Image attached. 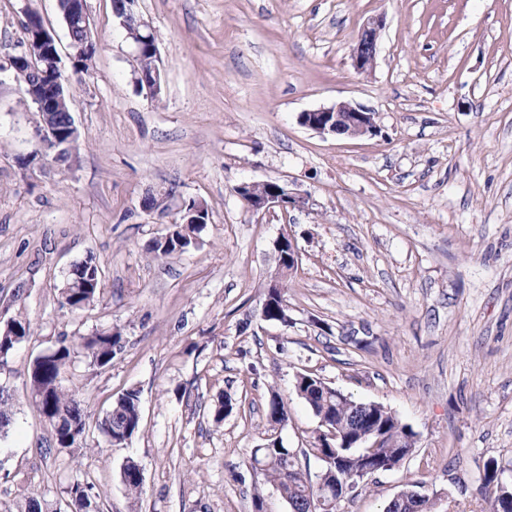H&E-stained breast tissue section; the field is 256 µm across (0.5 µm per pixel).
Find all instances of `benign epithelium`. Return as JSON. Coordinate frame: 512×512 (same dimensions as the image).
<instances>
[{
    "instance_id": "benign-epithelium-1",
    "label": "benign epithelium",
    "mask_w": 512,
    "mask_h": 512,
    "mask_svg": "<svg viewBox=\"0 0 512 512\" xmlns=\"http://www.w3.org/2000/svg\"><path fill=\"white\" fill-rule=\"evenodd\" d=\"M137 0H117L113 6L115 16L125 32V39L133 47L135 58H140L144 50L153 54L154 63L148 70L140 67L134 70L135 83L146 88L153 96H158L161 87V70L158 45L151 39L153 28L135 10ZM63 20L67 26L70 41L68 58L76 63L79 57L93 51L96 44L92 39L90 20L84 0H58ZM25 41L22 50L9 59L8 69L23 94L41 113L40 123L36 126L39 149L20 159L24 168H31L47 157L53 159L60 154V146L68 149L75 147L78 139L77 128L70 117H61L69 102L70 77L62 72L61 55L53 34L46 28L39 15L25 12ZM383 28V19L373 17L364 23L354 41L351 60L354 69L360 74L372 71L378 51V40ZM299 122L308 129L322 135H342L345 137L373 136L379 132L371 110L349 102H338L330 107L309 110L299 115ZM273 185L266 180L245 182L236 186L238 196H247L246 207L253 213L263 214L276 208L280 210L300 209L306 205V199L288 189L285 183L268 190L261 196H250L256 186ZM183 212L188 224H205L209 220V211L200 203L187 204ZM389 465L375 460L362 451L354 452L352 476L354 483L378 472H385ZM324 495L316 505L321 512H328L344 498L336 496L331 485L319 481Z\"/></svg>"
}]
</instances>
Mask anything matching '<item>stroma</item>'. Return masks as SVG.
Masks as SVG:
<instances>
[{"mask_svg":"<svg viewBox=\"0 0 512 512\" xmlns=\"http://www.w3.org/2000/svg\"><path fill=\"white\" fill-rule=\"evenodd\" d=\"M86 5L97 49L70 85L69 165L19 166L38 147V114L13 81L0 85V326L31 325L0 367L13 394L0 512L31 496L71 512L75 482L100 512H290L248 458L276 432L320 471L299 372L416 434L400 467L336 512H384L417 482L444 512H488L486 467L512 480V0H137L158 35L155 98L134 82L112 0ZM27 9L67 46L57 0H0L2 65L21 49ZM372 17L384 28L363 75L350 54ZM340 101L375 112L379 134L300 125ZM264 180L305 207L252 214L235 188ZM163 192L166 214L146 212ZM193 199L210 214L196 245L154 258L149 244ZM284 233L299 251L285 325L261 317ZM89 256L101 294L73 309L66 275ZM111 329L120 350L90 365L84 338ZM63 340L74 354L62 384L86 415L78 451L57 448L27 387L34 359ZM130 389L141 427L114 445L98 424ZM274 393L288 408L277 431ZM227 398L234 409L215 422ZM130 460L144 476L135 498L121 481Z\"/></svg>","mask_w":512,"mask_h":512,"instance_id":"stroma-1","label":"stroma"}]
</instances>
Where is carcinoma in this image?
Listing matches in <instances>:
<instances>
[{"label":"carcinoma","instance_id":"cac0c4a2","mask_svg":"<svg viewBox=\"0 0 512 512\" xmlns=\"http://www.w3.org/2000/svg\"><path fill=\"white\" fill-rule=\"evenodd\" d=\"M175 236L164 241L157 238L149 245V250L157 258H166L182 253L196 244V224H177ZM102 282L99 267L93 257L80 261L74 273L67 278L62 292L64 303L71 308L80 309L94 302L101 293ZM30 322L22 317L12 320L9 328L0 327V365L7 363L8 357L16 346L30 334ZM121 343L119 332L105 331L89 336L83 343V349L90 364L104 367L112 362L115 348ZM74 349L64 342L44 357L34 359L29 372V387L32 399L38 405L42 415L53 427L56 443L63 448L77 447L85 430V415L81 401L76 395L63 388L61 375L71 360ZM303 392L301 399L316 419L322 418L336 423L350 438L357 434V429L367 431L370 424L356 426V416L360 413L357 402L345 400L336 402V397L325 391L326 383L312 373H304L296 380ZM12 394L0 393V434H7L12 423ZM374 423L386 428L393 444L382 443L370 449L372 456L400 465L406 456L405 449L416 447V434L384 406L376 409ZM141 426L140 399L138 392H125L112 406L99 424L101 431L109 438H119L126 432H137ZM274 438H265L252 449L250 457L262 463L261 471L288 502L291 512H311L320 495L319 488L297 464L291 462L289 449L274 448ZM315 450L325 458L332 460L329 471L332 480L339 486L350 483L348 457L353 449L338 443L333 446L323 445ZM68 495L77 506L75 512H82L92 504V487L76 482L69 486ZM17 512H52V502L41 497H31Z\"/></svg>","mask_w":512,"mask_h":512}]
</instances>
